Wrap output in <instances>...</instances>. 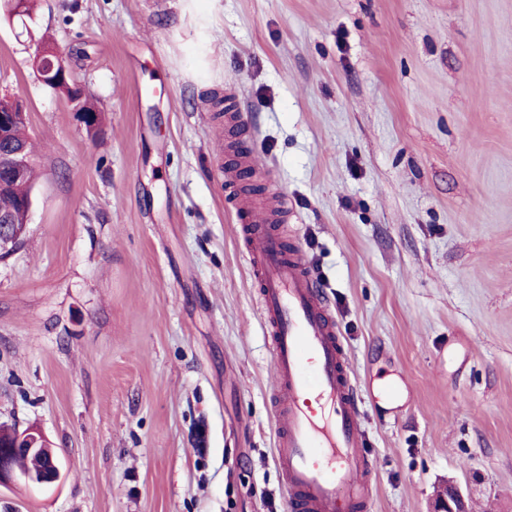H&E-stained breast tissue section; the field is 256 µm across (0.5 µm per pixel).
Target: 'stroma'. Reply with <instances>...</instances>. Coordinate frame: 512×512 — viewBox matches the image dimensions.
I'll return each mask as SVG.
<instances>
[{"label":"stroma","mask_w":512,"mask_h":512,"mask_svg":"<svg viewBox=\"0 0 512 512\" xmlns=\"http://www.w3.org/2000/svg\"><path fill=\"white\" fill-rule=\"evenodd\" d=\"M46 46L95 135L38 80ZM1 93L38 176L0 257V425L64 476L0 512H286L237 136L362 388L372 512L448 480L512 512V0H35L0 11Z\"/></svg>","instance_id":"35a3bbf8"}]
</instances>
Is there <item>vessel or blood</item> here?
I'll return each mask as SVG.
<instances>
[{"instance_id": "vessel-or-blood-1", "label": "vessel or blood", "mask_w": 512, "mask_h": 512, "mask_svg": "<svg viewBox=\"0 0 512 512\" xmlns=\"http://www.w3.org/2000/svg\"><path fill=\"white\" fill-rule=\"evenodd\" d=\"M278 377L276 462L289 512H369L373 466L358 428L361 393L333 316L301 255L238 215Z\"/></svg>"}]
</instances>
